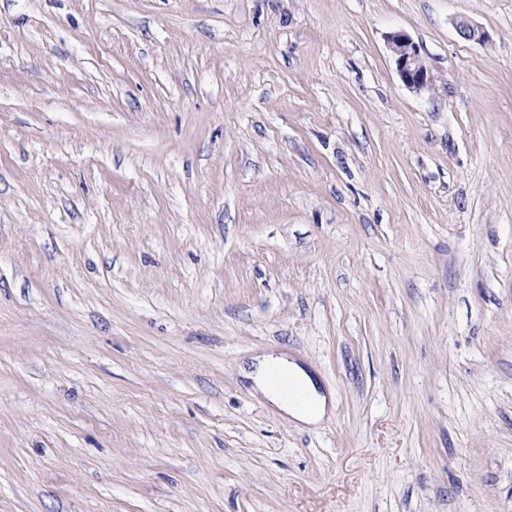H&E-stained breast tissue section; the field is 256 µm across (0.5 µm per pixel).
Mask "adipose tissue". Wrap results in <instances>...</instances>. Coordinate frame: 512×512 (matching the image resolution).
Returning a JSON list of instances; mask_svg holds the SVG:
<instances>
[{"mask_svg":"<svg viewBox=\"0 0 512 512\" xmlns=\"http://www.w3.org/2000/svg\"><path fill=\"white\" fill-rule=\"evenodd\" d=\"M287 374L299 386L300 399L293 400L275 388L271 382L273 373ZM241 375L250 382L253 395L295 421L315 426L324 419L329 400L321 393L312 375L288 354L268 350L255 355L251 362L240 369Z\"/></svg>","mask_w":512,"mask_h":512,"instance_id":"obj_1","label":"adipose tissue"}]
</instances>
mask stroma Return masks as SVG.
<instances>
[{
	"label": "stroma",
	"instance_id": "stroma-1",
	"mask_svg": "<svg viewBox=\"0 0 512 512\" xmlns=\"http://www.w3.org/2000/svg\"><path fill=\"white\" fill-rule=\"evenodd\" d=\"M0 512H512V0H0ZM387 46L395 59L401 81L407 88L420 91L430 84V71L420 55L418 46L407 33H391L387 36ZM275 372L287 374L299 386L301 398L293 400L275 388L271 376ZM250 382L253 395L284 415L304 425L315 426L322 422L332 404L321 393L308 370L287 353L268 350L255 355L251 362L240 369Z\"/></svg>",
	"mask_w": 512,
	"mask_h": 512
}]
</instances>
